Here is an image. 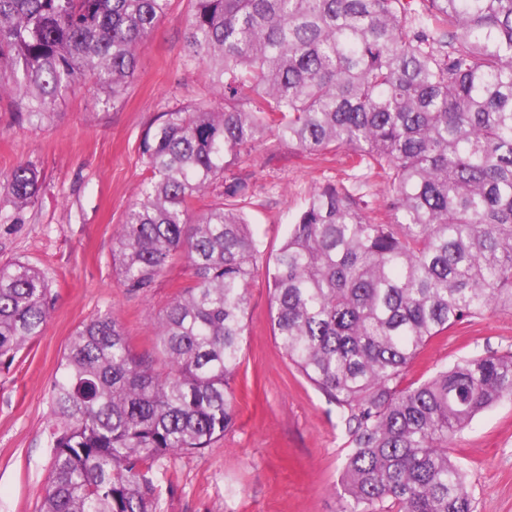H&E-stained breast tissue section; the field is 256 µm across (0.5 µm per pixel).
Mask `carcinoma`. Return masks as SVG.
I'll return each instance as SVG.
<instances>
[{"instance_id":"1","label":"carcinoma","mask_w":512,"mask_h":512,"mask_svg":"<svg viewBox=\"0 0 512 512\" xmlns=\"http://www.w3.org/2000/svg\"><path fill=\"white\" fill-rule=\"evenodd\" d=\"M170 0H0V96L43 124L91 74L118 99ZM190 61L222 107L162 112L141 142L149 176L117 233L119 281L145 293L181 253L195 279L169 303L156 357L106 312L71 336L52 396V477L40 512H160L157 472L236 422L259 244L244 175L272 141L343 152L387 180L392 220L314 188L266 267L273 333L341 410L350 437L340 512H474L449 442L512 397V354L465 357L402 385L436 336L512 311V0H193ZM21 222L36 169L7 177ZM224 182V202L194 201ZM45 276L0 265V365L43 329Z\"/></svg>"}]
</instances>
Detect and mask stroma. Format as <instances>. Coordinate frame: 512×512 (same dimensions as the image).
<instances>
[{"mask_svg": "<svg viewBox=\"0 0 512 512\" xmlns=\"http://www.w3.org/2000/svg\"><path fill=\"white\" fill-rule=\"evenodd\" d=\"M191 8V0H170L119 101L89 79L63 94L48 122L33 126L17 117L11 97L0 98V199L19 165L35 168L41 179L39 199L22 223H0V264L34 266L54 296L40 335L0 366V512H39L52 470L51 391L70 336L111 311L131 348L150 354L155 322L194 278L178 256L154 288L133 294L121 287L112 263L117 231L148 176L140 151L145 131L169 108L214 98L203 68L186 55ZM240 172L252 183L245 213L266 256L316 185L357 187L370 217L386 215L383 181L336 156L267 143L252 150ZM249 294L232 382L236 424L208 448L167 460L161 512H339L348 452L340 410L281 354L265 273ZM509 353L512 312L492 311L434 338L406 379H426L465 357ZM451 454L467 468L474 512H512V398L477 414L453 439Z\"/></svg>", "mask_w": 512, "mask_h": 512, "instance_id": "obj_1", "label": "stroma"}]
</instances>
